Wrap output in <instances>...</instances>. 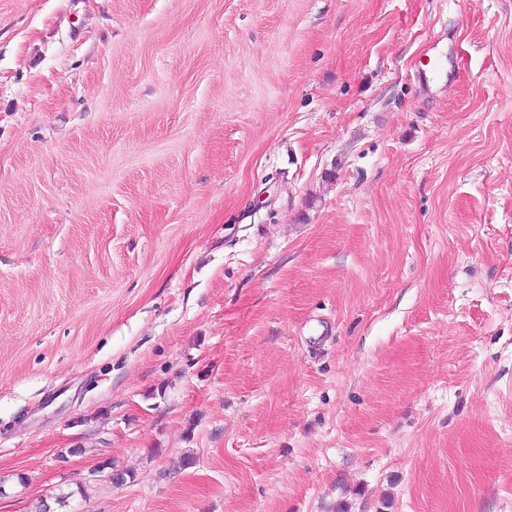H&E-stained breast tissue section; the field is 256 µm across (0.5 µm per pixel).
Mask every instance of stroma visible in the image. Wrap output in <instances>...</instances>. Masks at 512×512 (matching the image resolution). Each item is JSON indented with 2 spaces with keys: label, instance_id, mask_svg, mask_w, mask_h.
Wrapping results in <instances>:
<instances>
[{
  "label": "stroma",
  "instance_id": "35a3bbf8",
  "mask_svg": "<svg viewBox=\"0 0 512 512\" xmlns=\"http://www.w3.org/2000/svg\"><path fill=\"white\" fill-rule=\"evenodd\" d=\"M62 493L512 512V0H0V512Z\"/></svg>",
  "mask_w": 512,
  "mask_h": 512
}]
</instances>
